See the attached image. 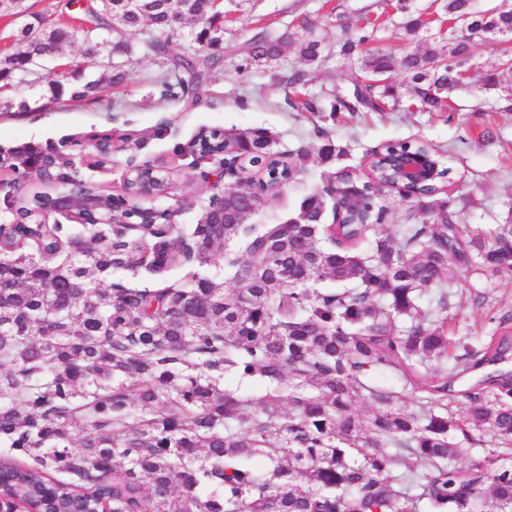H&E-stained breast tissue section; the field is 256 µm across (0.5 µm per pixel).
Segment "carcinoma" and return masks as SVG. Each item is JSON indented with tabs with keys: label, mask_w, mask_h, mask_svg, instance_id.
Instances as JSON below:
<instances>
[{
	"label": "carcinoma",
	"mask_w": 512,
	"mask_h": 512,
	"mask_svg": "<svg viewBox=\"0 0 512 512\" xmlns=\"http://www.w3.org/2000/svg\"><path fill=\"white\" fill-rule=\"evenodd\" d=\"M216 2L138 0L125 11L93 0L91 24L80 31L34 13L38 35L17 32L23 50L0 57V81H27L37 61L80 38L104 53L118 85L138 48L167 57L171 37L189 22L197 47L172 60L162 80V97L176 99L220 61ZM442 8V48L398 64L365 55L330 118L383 112L404 99L453 111L478 47L512 34V8L476 13L471 0H443ZM146 25L155 35L142 37ZM111 31L116 40L102 38ZM313 31L297 44L310 66L322 46ZM281 55L282 41L264 35L245 47L248 66L272 68ZM396 66L405 75L398 85L388 82ZM50 90L54 101L97 99L104 86L67 70ZM289 104L321 112L302 93ZM313 135L323 163L345 155L325 128ZM276 146L265 129H216L191 143L200 157L213 153L242 172L258 204L259 187L294 176L309 157ZM406 150L428 154L436 173L414 196L427 220L391 237L385 201L397 189L384 160ZM50 156L25 145L0 162L26 173ZM364 164L361 213L335 224L324 223L326 198L351 186L343 168L322 173L299 224H246V202L228 188L188 240L167 216L146 223L141 208L84 184L77 195L105 200L124 223L84 224L82 234L67 235L46 223L47 196L17 207L19 223L0 224V506L35 509L50 496L86 512H512V452L499 451L512 446V374L499 368L512 352L509 316L490 317L494 330L479 348L454 341L445 291L473 250L477 273L512 271V219L485 237L469 235L438 199L450 168L431 145L388 143ZM217 252L233 271L228 291L195 272L153 289L112 280L119 271L161 276L202 266ZM327 278L336 288L319 287ZM435 287L443 288L436 306L420 308ZM383 371L396 386L373 380ZM227 379L257 382L262 392L245 398L224 387ZM360 401L372 409L367 419L355 410ZM79 421L89 432L76 449ZM475 447L485 449L482 458L453 465Z\"/></svg>",
	"instance_id": "1"
}]
</instances>
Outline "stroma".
<instances>
[{
    "label": "stroma",
    "mask_w": 512,
    "mask_h": 512,
    "mask_svg": "<svg viewBox=\"0 0 512 512\" xmlns=\"http://www.w3.org/2000/svg\"><path fill=\"white\" fill-rule=\"evenodd\" d=\"M396 0H222L223 51L212 77L197 97L162 98L161 80L167 65L162 58L136 50L127 64L129 75L107 86L102 100L62 98L51 101L49 83L55 68L83 59V41L64 45L55 61L46 63L30 83L0 90V150L34 144L64 148L73 168L102 192L119 194L130 166L156 159L173 167L171 199L180 203L179 227L197 223L209 195L202 190L201 172L217 168L214 160L197 159L189 150L200 134L219 128L246 132L264 128L275 135L280 150H311L305 171L296 173L275 196L266 197L252 216L255 224L284 222L294 217L302 198L320 186L325 169L313 152L312 132L325 127L336 146L345 150L339 166L363 177V157L382 144L422 140L442 152L451 169L446 199L468 230L489 231L512 213V112L496 111L498 92L484 84L486 73L498 70L501 48L479 47L464 84L455 92L454 113L422 112L407 106L385 112L342 113L327 118L336 90L345 88L353 59L340 55L343 42L357 40L356 57L385 53L401 58L439 43L446 26L438 22L437 0H409L407 11ZM431 19L430 29L408 35V16ZM317 22L324 61L305 87L318 97L323 115L294 111L290 90L280 78L303 68L296 44H286L273 69L246 67L241 48L254 35L276 39L303 35L302 24ZM111 136L117 146L105 167L89 168L96 135ZM457 315L448 326L451 338L479 344L491 316L512 310V272L478 276L458 268L448 290Z\"/></svg>",
    "instance_id": "35a3bbf8"
}]
</instances>
